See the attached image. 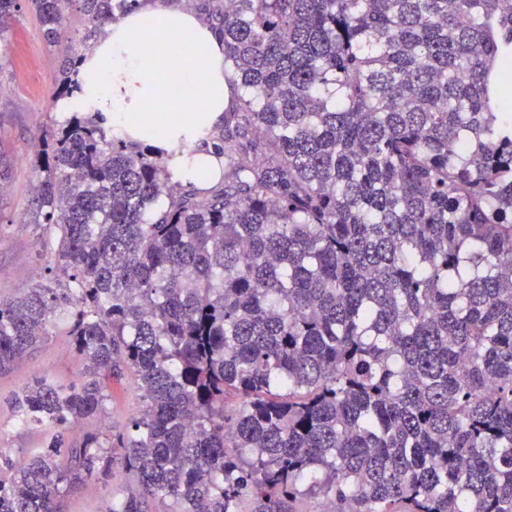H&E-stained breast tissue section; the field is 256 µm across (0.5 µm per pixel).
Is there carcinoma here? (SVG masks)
Returning a JSON list of instances; mask_svg holds the SVG:
<instances>
[{"label": "carcinoma", "instance_id": "obj_1", "mask_svg": "<svg viewBox=\"0 0 512 512\" xmlns=\"http://www.w3.org/2000/svg\"><path fill=\"white\" fill-rule=\"evenodd\" d=\"M43 38L71 0H30ZM78 44L137 0H79ZM224 180L74 113L35 154L48 275L0 298V512H512V0H224ZM74 50L58 96L73 94ZM132 375L142 406L103 424ZM81 362L62 336H49L35 351L0 372V451L17 460L38 448L37 434L19 425L12 413L11 398L19 389L32 384L44 373L61 380L80 377ZM129 482L128 475L116 471L110 486L100 491L77 490L69 494L68 512H107L112 507V492L119 494Z\"/></svg>", "mask_w": 512, "mask_h": 512}]
</instances>
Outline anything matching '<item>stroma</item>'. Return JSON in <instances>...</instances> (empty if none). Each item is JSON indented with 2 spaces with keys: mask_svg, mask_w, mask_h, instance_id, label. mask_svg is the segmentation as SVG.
<instances>
[{
  "mask_svg": "<svg viewBox=\"0 0 512 512\" xmlns=\"http://www.w3.org/2000/svg\"><path fill=\"white\" fill-rule=\"evenodd\" d=\"M10 29L4 60L0 61V297L22 292L43 274L50 258L40 243L42 230L30 221L33 190L39 172L34 152L47 130L63 121L56 110V91L62 61L72 50L70 41L47 45L29 4H22L6 20ZM76 354L62 337H49L35 351L0 372V452L19 459L38 447L36 433L19 425L11 398L36 377L49 373L61 380L79 378ZM141 406L133 377L112 388L108 422L113 432L124 431ZM129 481L115 472L109 488L77 490L69 494L68 512H108L112 496Z\"/></svg>",
  "mask_w": 512,
  "mask_h": 512,
  "instance_id": "35a3bbf8",
  "label": "stroma"
}]
</instances>
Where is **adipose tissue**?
<instances>
[{
    "mask_svg": "<svg viewBox=\"0 0 512 512\" xmlns=\"http://www.w3.org/2000/svg\"><path fill=\"white\" fill-rule=\"evenodd\" d=\"M80 92L58 99L57 111L99 115L105 124L172 152L175 179L208 187L218 179L213 148L177 151L166 116L186 98L201 103L184 116L188 127L216 128L224 119L231 88L224 80V40L206 19L179 0H140L137 9L105 26L104 37L79 67ZM155 111L139 112L143 99Z\"/></svg>",
    "mask_w": 512,
    "mask_h": 512,
    "instance_id": "1",
    "label": "adipose tissue"
}]
</instances>
